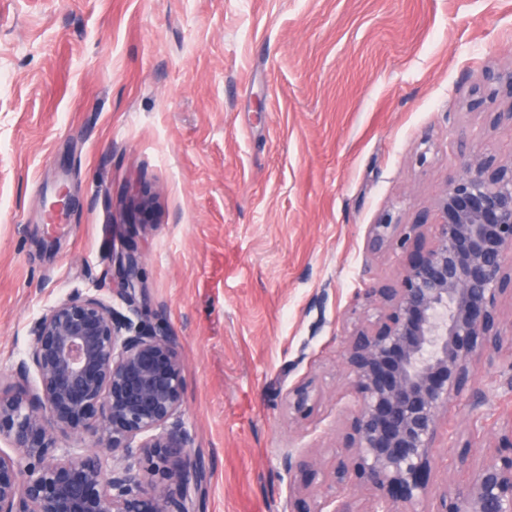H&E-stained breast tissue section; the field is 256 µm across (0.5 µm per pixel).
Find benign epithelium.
Masks as SVG:
<instances>
[{
    "label": "benign epithelium",
    "mask_w": 512,
    "mask_h": 512,
    "mask_svg": "<svg viewBox=\"0 0 512 512\" xmlns=\"http://www.w3.org/2000/svg\"><path fill=\"white\" fill-rule=\"evenodd\" d=\"M504 106L489 126H512V67L487 73L471 106ZM433 201L434 220L389 213L368 245L409 253L398 276L364 289L383 312L350 334L343 356L360 406L329 463L288 454L291 512H512V421L494 456L453 486L430 480L441 411L475 390V366L493 364L512 330V160L468 149ZM122 273L117 310L97 288L47 307L29 330L26 357L0 387V512H199L207 473L183 420L178 336L142 318L140 256L112 254ZM35 384H30V379ZM322 397L313 380L288 390V414L306 419ZM89 435L102 452L59 446ZM152 462L159 479L141 473ZM324 467L317 492L297 476ZM369 493L361 507L351 493Z\"/></svg>",
    "instance_id": "obj_1"
}]
</instances>
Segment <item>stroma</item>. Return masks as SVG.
I'll use <instances>...</instances> for the list:
<instances>
[{
  "instance_id": "35a3bbf8",
  "label": "stroma",
  "mask_w": 512,
  "mask_h": 512,
  "mask_svg": "<svg viewBox=\"0 0 512 512\" xmlns=\"http://www.w3.org/2000/svg\"><path fill=\"white\" fill-rule=\"evenodd\" d=\"M512 66V0H0V372L74 290L116 298L141 257L146 320L179 336L184 422L208 474L200 512H288V450L330 458L359 398L343 347L385 214L429 210L458 137L512 157L467 103ZM74 199L45 227L56 182ZM323 396L302 420L289 388ZM488 401L442 414L435 481L465 482L512 418V352Z\"/></svg>"
}]
</instances>
